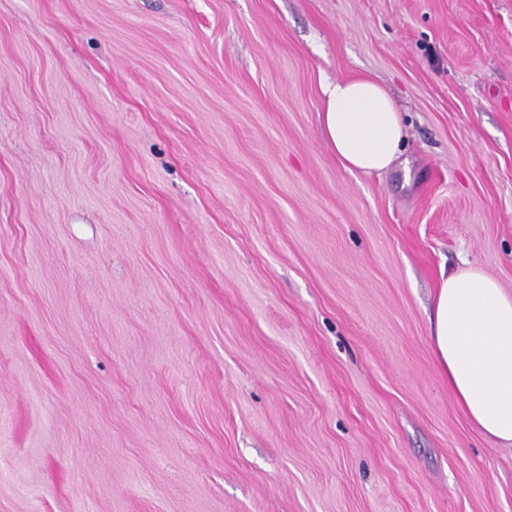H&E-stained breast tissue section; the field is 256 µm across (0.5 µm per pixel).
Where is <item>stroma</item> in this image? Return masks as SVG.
<instances>
[{"mask_svg": "<svg viewBox=\"0 0 512 512\" xmlns=\"http://www.w3.org/2000/svg\"><path fill=\"white\" fill-rule=\"evenodd\" d=\"M464 260L512 292V0H0V512H512L431 345ZM324 133L348 170L381 174L401 163L406 128L385 86L369 77L326 84Z\"/></svg>", "mask_w": 512, "mask_h": 512, "instance_id": "1", "label": "stroma"}]
</instances>
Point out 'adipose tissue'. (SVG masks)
<instances>
[{"mask_svg": "<svg viewBox=\"0 0 512 512\" xmlns=\"http://www.w3.org/2000/svg\"><path fill=\"white\" fill-rule=\"evenodd\" d=\"M324 133L342 165L381 174L402 156L406 128L385 86L368 77L323 88ZM431 339L441 376L472 425L512 447V292L470 262L442 275Z\"/></svg>", "mask_w": 512, "mask_h": 512, "instance_id": "ef3b65f1", "label": "adipose tissue"}]
</instances>
